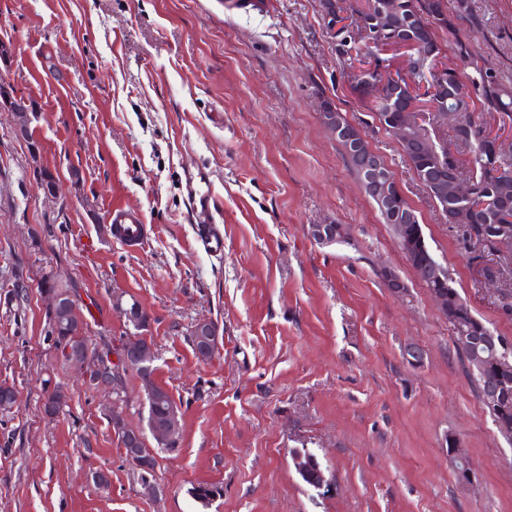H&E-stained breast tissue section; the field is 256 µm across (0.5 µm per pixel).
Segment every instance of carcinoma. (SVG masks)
I'll list each match as a JSON object with an SVG mask.
<instances>
[{"label": "carcinoma", "mask_w": 512, "mask_h": 512, "mask_svg": "<svg viewBox=\"0 0 512 512\" xmlns=\"http://www.w3.org/2000/svg\"><path fill=\"white\" fill-rule=\"evenodd\" d=\"M384 6L395 11L400 20L395 22H380L378 13L365 15V27L373 32L367 40H361V45L355 41H347V32L340 27L331 36L336 57L346 63L344 69L348 82L361 77L354 66V58L372 59L377 57L381 45L393 41L414 39L420 43L423 56L413 62L414 81L417 85L431 88L436 79L432 71V62L442 53L436 27L442 23L444 27L452 26V20L446 12V0H378ZM470 72L460 75L456 69L448 68L445 96L452 98L456 107V124L449 128L448 141H461L468 148L466 168L469 169L475 200L469 204L453 195L436 197L433 202L444 217L446 223H455V217L464 210L471 215L463 221L468 238L491 241L496 238L512 239V155L490 153L483 140V134L490 123L475 114V103L481 104V115H498L499 124L512 123V90L500 80L497 72L487 68L475 59L469 62ZM375 112L378 121L386 131H391L400 116L399 108L394 104L378 101L370 107ZM403 157L409 163L416 179L427 183L437 174L436 160L431 156L413 154L400 147ZM398 245L402 250L414 248L423 257L432 256L425 240L419 221L408 224V239H403L399 230H394ZM435 288L448 292V311L444 312L451 326L455 344L462 352L468 364H473L474 356L478 353L486 357L482 369L472 373L478 392H483L488 379H494L500 387L501 401L489 409L497 428H512V364L500 362L496 353L481 346L472 347L471 338L484 336L490 332L486 322L477 317L471 308L458 310L457 289L452 285L451 278H446V284L435 283ZM291 458L296 473L309 487L320 488V473L322 467L315 453L307 448L295 449ZM194 499L207 507L216 495L223 494V488L216 483H199L190 490Z\"/></svg>", "instance_id": "cac0c4a2"}]
</instances>
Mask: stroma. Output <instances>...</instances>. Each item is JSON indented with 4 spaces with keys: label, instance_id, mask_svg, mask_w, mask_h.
Returning a JSON list of instances; mask_svg holds the SVG:
<instances>
[{
    "label": "stroma",
    "instance_id": "stroma-1",
    "mask_svg": "<svg viewBox=\"0 0 512 512\" xmlns=\"http://www.w3.org/2000/svg\"><path fill=\"white\" fill-rule=\"evenodd\" d=\"M448 13L445 62L480 59L512 87V0H448ZM0 81L34 104L25 141L0 112V384L19 393L0 413V512H512V443L322 127L319 97L384 157L475 314L510 341L512 317L350 92L315 0H0ZM43 168L56 198L39 188ZM198 169L222 216L220 257L191 221L184 178ZM115 205L140 214L143 246L113 237ZM314 224L345 225L348 238L319 244ZM47 273L73 289L97 348L133 332L116 299L148 312L155 378L183 417L178 450L157 454L158 495L127 461L106 392L55 349L36 288ZM200 318L222 336L206 361L190 339ZM48 382L68 395L53 419L41 412ZM449 436L473 483L457 481ZM299 447L327 487L302 482ZM200 482L224 488L206 508L189 493ZM291 458L296 473L309 487L320 489L322 467L315 453L307 448L294 449Z\"/></svg>",
    "mask_w": 512,
    "mask_h": 512
}]
</instances>
